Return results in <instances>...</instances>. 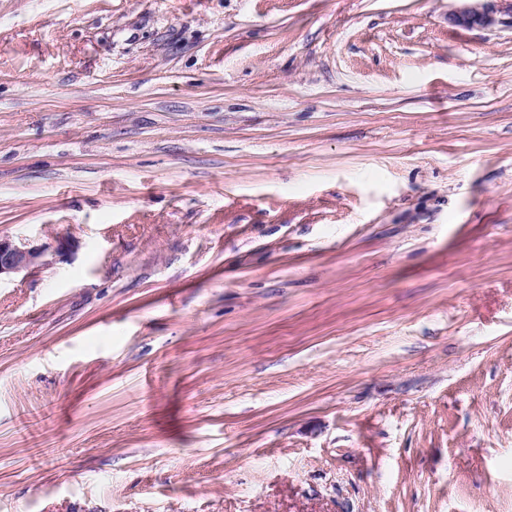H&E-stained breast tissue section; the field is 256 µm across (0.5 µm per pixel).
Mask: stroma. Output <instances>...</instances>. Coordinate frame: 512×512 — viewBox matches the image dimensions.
Wrapping results in <instances>:
<instances>
[{
	"label": "stroma",
	"mask_w": 512,
	"mask_h": 512,
	"mask_svg": "<svg viewBox=\"0 0 512 512\" xmlns=\"http://www.w3.org/2000/svg\"><path fill=\"white\" fill-rule=\"evenodd\" d=\"M456 0H0V512H512V24ZM474 1L473 5L456 10L451 14L454 22L463 26L491 27L503 20L498 14L509 16V24H512V1L511 0H457ZM79 241L63 238L51 244H16L0 236V280L3 275L18 274L30 269L48 267L79 249Z\"/></svg>",
	"instance_id": "obj_1"
}]
</instances>
